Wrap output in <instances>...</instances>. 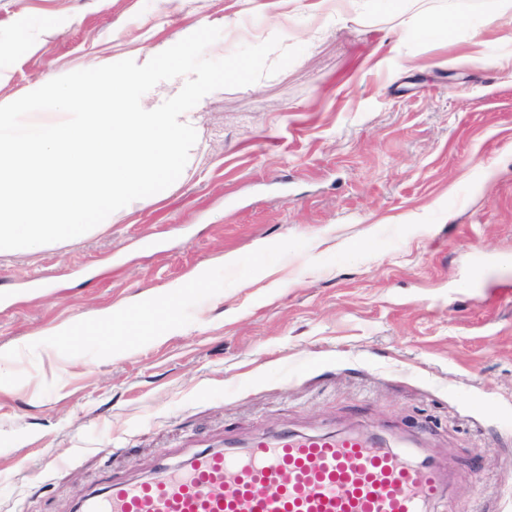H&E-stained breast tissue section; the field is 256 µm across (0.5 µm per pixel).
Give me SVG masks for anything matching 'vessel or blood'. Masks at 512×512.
<instances>
[{"label":"vessel or blood","mask_w":512,"mask_h":512,"mask_svg":"<svg viewBox=\"0 0 512 512\" xmlns=\"http://www.w3.org/2000/svg\"><path fill=\"white\" fill-rule=\"evenodd\" d=\"M444 485L370 435L281 432L109 483L78 512H420Z\"/></svg>","instance_id":"vessel-or-blood-1"}]
</instances>
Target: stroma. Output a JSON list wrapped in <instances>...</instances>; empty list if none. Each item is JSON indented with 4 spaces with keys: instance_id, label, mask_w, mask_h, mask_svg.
Instances as JSON below:
<instances>
[{
    "instance_id": "obj_1",
    "label": "stroma",
    "mask_w": 512,
    "mask_h": 512,
    "mask_svg": "<svg viewBox=\"0 0 512 512\" xmlns=\"http://www.w3.org/2000/svg\"><path fill=\"white\" fill-rule=\"evenodd\" d=\"M316 3L0 0L4 101L202 23L211 59L304 48L197 104L162 195L0 253V512H75L159 456L284 428L409 441L451 477L428 512H512V24L484 0L447 34ZM136 303L169 307L159 332ZM107 308L113 331L56 332Z\"/></svg>"
}]
</instances>
